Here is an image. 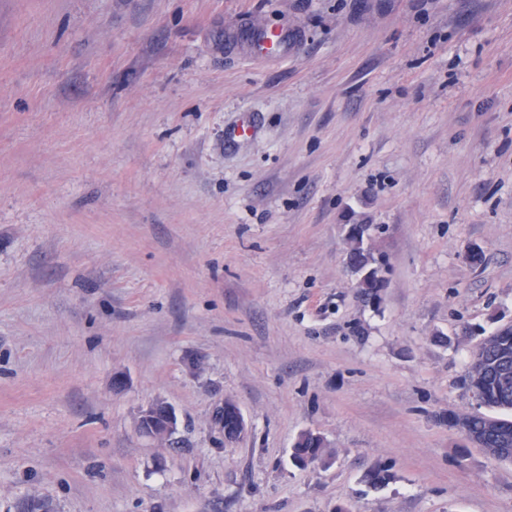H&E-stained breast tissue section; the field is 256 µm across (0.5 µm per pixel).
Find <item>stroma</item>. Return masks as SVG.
Segmentation results:
<instances>
[{"mask_svg":"<svg viewBox=\"0 0 512 512\" xmlns=\"http://www.w3.org/2000/svg\"><path fill=\"white\" fill-rule=\"evenodd\" d=\"M509 324L512 0H0V512H512L448 425ZM215 421L222 429L225 444L237 443L248 430V425L237 404L230 400L224 401L215 409ZM160 416L163 417V424L156 428L151 426V433L149 436L157 441L166 443L170 441L175 425V415L168 406L162 403L151 405L141 413L138 426L143 432V427L146 423H150L151 420H156ZM324 438L311 430L301 432L293 444L292 459L296 464L314 463L324 455Z\"/></svg>","mask_w":512,"mask_h":512,"instance_id":"obj_1","label":"stroma"}]
</instances>
